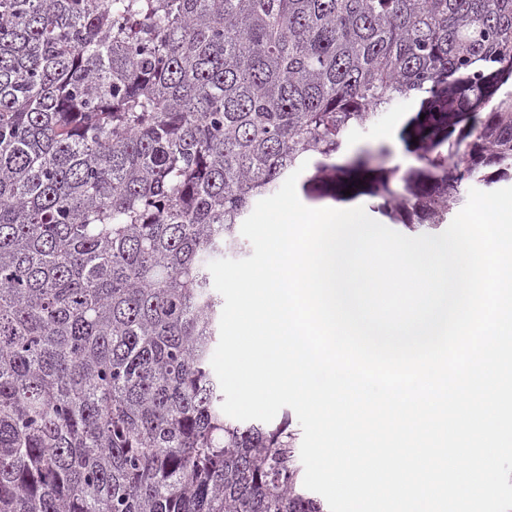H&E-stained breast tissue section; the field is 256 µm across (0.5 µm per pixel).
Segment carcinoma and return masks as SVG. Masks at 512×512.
<instances>
[{"label":"carcinoma","instance_id":"obj_1","mask_svg":"<svg viewBox=\"0 0 512 512\" xmlns=\"http://www.w3.org/2000/svg\"><path fill=\"white\" fill-rule=\"evenodd\" d=\"M407 100L417 165L336 161ZM305 160L411 232L512 180V0H0V512H327L210 364L207 264Z\"/></svg>","mask_w":512,"mask_h":512}]
</instances>
